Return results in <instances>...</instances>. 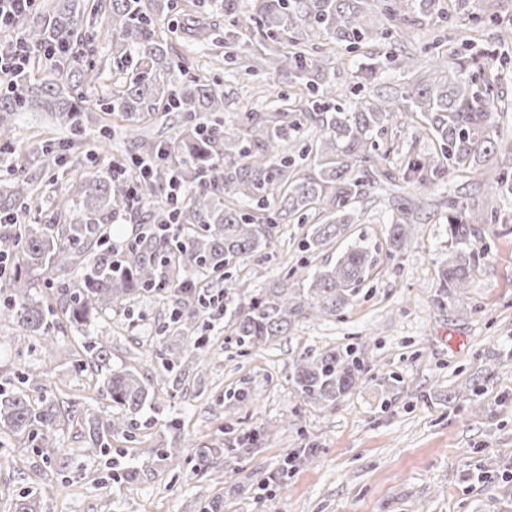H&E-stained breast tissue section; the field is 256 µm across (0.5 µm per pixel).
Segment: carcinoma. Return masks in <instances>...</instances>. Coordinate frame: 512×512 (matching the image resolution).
<instances>
[{"mask_svg": "<svg viewBox=\"0 0 512 512\" xmlns=\"http://www.w3.org/2000/svg\"><path fill=\"white\" fill-rule=\"evenodd\" d=\"M450 5H445V2ZM414 16L402 13L399 0H250V18L258 32L279 47L250 69L262 68L266 78L286 76L291 83L317 91L324 98L335 93L332 75L324 61L326 50L344 44L357 51L380 40H403L407 29L425 20L446 23L472 32L454 50L448 66L441 35L425 47L433 60L427 75L406 87L384 86L375 61L363 68L362 79L370 83L368 96L354 101L336 100L312 105V111L284 109L243 112L231 128L216 118L224 111V96L206 75L182 81V65L172 60L167 40L157 22L177 8L175 0H111L107 25L112 30V49L130 66L131 76L113 82L112 96L98 99L86 94L72 100L50 78L24 72L0 94V137L12 144L14 128L6 118L16 112L43 107L58 112L75 131H81L82 113L98 108L118 112L131 127L144 124L158 112H182L189 129L175 141L138 140L130 157L132 167L143 161L156 164L149 176L131 171L140 197L152 199L168 188L177 174L191 188L187 202H168L156 209L154 223L142 225L122 249L113 245L108 221L129 207L123 188L113 183L112 172L97 165L78 171L82 186L79 213L68 224H20L19 214L29 209L32 190L18 177L0 183V286L7 302L0 320L37 336L46 352L61 321L83 336H90L91 318L109 307L125 305L151 292L170 290L176 301L171 314L173 328L189 339L188 359L199 367L209 363L206 341L196 335L199 316L190 306L192 289L183 286L180 268L199 274H225L230 261H242L269 247L278 221L295 217L304 224L308 216L323 219L309 226L303 251L320 252L345 233L349 211L365 193L360 167L375 159L390 161L394 144H384L388 125L397 120L417 122L433 142L431 151L405 154L397 173L381 176L420 185L434 184L446 175L470 171L497 154L500 104L496 86L500 76L488 73L468 51L478 43L476 34L492 25L497 45L512 44V25L499 23L495 5L485 15H475L467 0H411ZM217 7L233 19L228 40L243 36L238 22L239 0H219ZM83 12L76 0H56V5L26 28L27 48L41 53L47 47L63 48L52 57L55 69L68 70L75 84L91 89L101 72L93 66L74 69L76 45L83 43ZM316 123V140L299 144L303 122ZM182 157L179 170L158 163L170 152ZM312 158L314 172L294 171L295 160ZM512 162L502 164L492 190L497 198L512 201ZM420 203H397L386 243V258H403L413 242ZM506 220L501 211L479 210L471 201L448 200V259L438 268L436 302L443 304L465 293L488 255L490 245L482 240L481 224ZM99 257L73 280L80 257L90 245ZM379 249L361 237L341 251L328 266L295 276L291 268L281 278L256 291L244 305L229 313L228 324L236 343L248 354L279 336L301 319L334 316L354 302L360 284L376 265ZM55 267L62 274L51 287L66 299L57 312L33 297L40 288L34 272ZM90 357L78 367L102 373L105 397L112 401V417L87 420L90 446L81 449L95 455L115 435L135 439L141 413L152 397L145 378L135 369L114 368L108 350L89 342ZM363 376L359 343L339 344L324 351L305 349L294 359L290 380L295 395L311 407H330L349 393ZM23 382L42 390L34 401L23 389L0 388V430L40 439L41 452L49 460L59 452L57 427L73 421L77 410L55 390L45 389L41 378L29 372ZM13 512H43L41 497L30 491L13 503Z\"/></svg>", "mask_w": 512, "mask_h": 512, "instance_id": "1", "label": "carcinoma"}]
</instances>
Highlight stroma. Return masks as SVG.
Returning <instances> with one entry per match:
<instances>
[{
	"label": "stroma",
	"mask_w": 512,
	"mask_h": 512,
	"mask_svg": "<svg viewBox=\"0 0 512 512\" xmlns=\"http://www.w3.org/2000/svg\"><path fill=\"white\" fill-rule=\"evenodd\" d=\"M176 3L178 24L168 45L189 58V74L206 63L224 94L225 122L264 111L283 91L311 100L310 90L245 71L242 61L252 49L225 48L229 24L222 11L197 8L195 0ZM10 122L18 138L0 151V160L24 169L35 187L22 223H69L81 204L80 186L61 172L85 162V148L73 146L71 130L48 113L20 112ZM120 125L118 115L95 112L84 136L104 141L108 159L123 160L134 138ZM47 147L55 161L46 160ZM496 173L489 162L427 186L374 182L353 205L350 231L383 243L395 198L421 200L425 208L404 258H380L342 315L296 322L287 335L245 356L228 339L223 311L206 310L199 323L210 341L207 370L159 369L157 353L184 354L188 340L180 334L155 341L149 353L136 347L167 321L171 297L143 296L100 311L94 341L108 344L113 366L136 367L148 380L152 401L139 440L118 435L107 454L88 456L87 431L76 423L56 431L61 452L52 460L20 441L1 448L0 512L33 488L44 512H200L208 496L223 498L224 512H512V230L485 225L491 250L465 296L449 306L435 301L437 269L448 256L446 202L474 197ZM306 230L281 221L271 246L232 267L228 283H210V295L228 292L234 303L245 302L300 259ZM356 341L367 368L356 387L331 408L304 405L288 378L294 357L306 348ZM77 342L76 330L61 325L47 359L30 333L0 323V376L41 372L47 387L74 400L79 416L110 418L101 379L73 362ZM472 376L480 380L475 395L453 399ZM247 385L259 393V403L233 405L228 393ZM225 425L261 438L241 467L219 456L196 468L194 450L218 444ZM309 446L318 458L289 473L287 492L267 485L288 452ZM164 450L187 456V463L170 470L160 456ZM128 465L138 467L137 482L119 478Z\"/></svg>",
	"instance_id": "stroma-1"
}]
</instances>
